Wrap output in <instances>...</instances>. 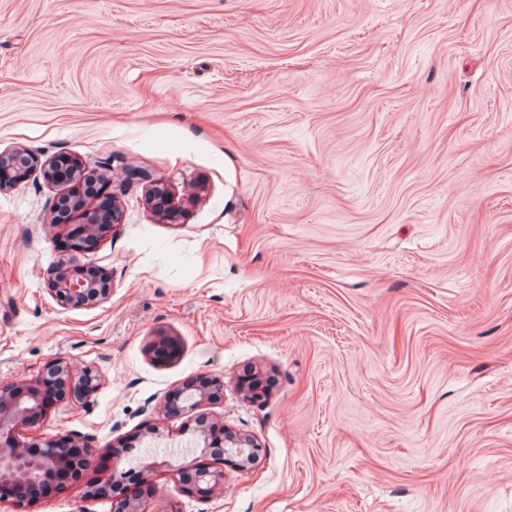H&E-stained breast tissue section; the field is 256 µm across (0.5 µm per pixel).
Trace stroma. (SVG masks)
Wrapping results in <instances>:
<instances>
[{"mask_svg": "<svg viewBox=\"0 0 512 512\" xmlns=\"http://www.w3.org/2000/svg\"><path fill=\"white\" fill-rule=\"evenodd\" d=\"M18 148L78 158L121 211L78 253L111 297L66 309L67 185L0 191V386L101 378L34 442L123 444L128 481L195 461L170 437L201 417L260 443L244 472L205 456L206 499L155 472L144 512H512V0H0ZM159 182L199 192L181 222ZM205 376L220 397L164 412ZM92 477L0 512H113ZM199 195V192L195 191L186 198H178L171 194L167 186L159 184L155 186L152 198L154 204L159 201V198L163 199V208L158 206L156 208L164 220H176V218L181 217L185 213V204L194 202ZM161 468L176 471L182 486L202 498L210 497L224 488V470H204L200 469L197 464L190 467L175 466L167 459H156L145 464V469L149 473Z\"/></svg>", "mask_w": 512, "mask_h": 512, "instance_id": "obj_1", "label": "stroma"}]
</instances>
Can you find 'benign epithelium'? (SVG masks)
<instances>
[{
  "mask_svg": "<svg viewBox=\"0 0 512 512\" xmlns=\"http://www.w3.org/2000/svg\"><path fill=\"white\" fill-rule=\"evenodd\" d=\"M20 163L30 170L38 160L22 150L0 154V189L14 185L25 177V172L18 169ZM70 164L73 171L70 187L73 210L82 215L87 234L95 236L101 226L110 223V220L97 211L84 209L81 167L74 160ZM199 195L200 192L195 191L185 198H178L171 194L167 186L159 184L155 186L152 198L155 203L162 202L158 211L163 219L174 220L185 213V204L194 202ZM49 280L52 293L64 308L98 305L105 302L112 293L111 276L107 272L86 265L73 255L57 264ZM55 382L71 384L74 399L83 400L96 390L98 375L91 367L75 371L63 361H54L47 365L46 372L37 379L0 387V486L20 487L34 499L40 497L42 487L62 475V470L68 464L59 448V438L45 440L37 456L26 452L35 444L26 440L24 430L41 418L53 403L45 389ZM215 385L222 387L224 383L213 377L207 380V386L189 390L184 409L193 410L208 400L211 387ZM194 440V451L199 456L203 457L215 448H222L228 455V463L240 471L247 470L259 458L260 445L256 439L228 429L218 438L204 422L199 423ZM161 468L177 472L182 486L202 498L224 488L225 475L222 470H204L196 464L190 467L175 465L167 459H156L145 464L149 473ZM121 479L122 472L117 465H112L109 473L89 488L90 495L100 497L110 494L112 487Z\"/></svg>",
  "mask_w": 512,
  "mask_h": 512,
  "instance_id": "7a95c632",
  "label": "benign epithelium"
}]
</instances>
